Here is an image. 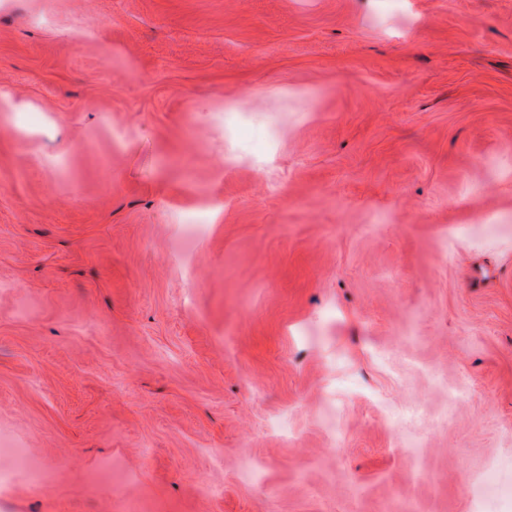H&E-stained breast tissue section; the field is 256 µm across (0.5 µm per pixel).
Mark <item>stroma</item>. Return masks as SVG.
Segmentation results:
<instances>
[{"label": "stroma", "mask_w": 512, "mask_h": 512, "mask_svg": "<svg viewBox=\"0 0 512 512\" xmlns=\"http://www.w3.org/2000/svg\"><path fill=\"white\" fill-rule=\"evenodd\" d=\"M1 99L0 512H494L512 0H0Z\"/></svg>", "instance_id": "stroma-1"}]
</instances>
